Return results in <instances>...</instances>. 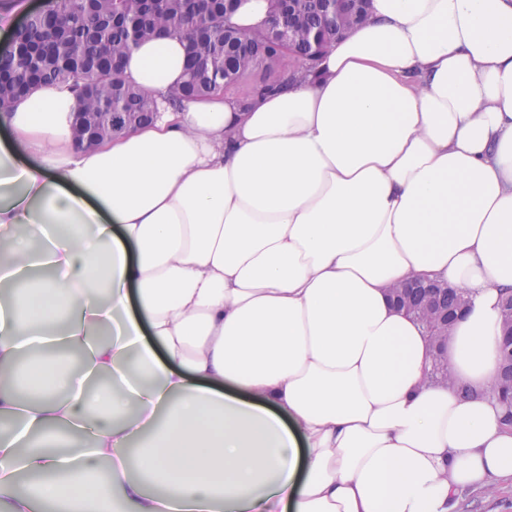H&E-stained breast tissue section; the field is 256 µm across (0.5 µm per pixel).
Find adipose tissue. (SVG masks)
I'll list each match as a JSON object with an SVG mask.
<instances>
[{"instance_id": "obj_1", "label": "adipose tissue", "mask_w": 512, "mask_h": 512, "mask_svg": "<svg viewBox=\"0 0 512 512\" xmlns=\"http://www.w3.org/2000/svg\"><path fill=\"white\" fill-rule=\"evenodd\" d=\"M187 41L124 73L165 94ZM0 111V512H454L512 481V0H371L311 79L100 145ZM466 288L433 343L391 287ZM107 484H98L101 469ZM31 477L19 489L20 477ZM512 310V290L506 291L503 293L502 296V304H501V317H502V328H503V336H501L500 342L496 345V351H497V357H498V368L496 370L495 377L493 381L491 382V386L489 388V392L497 397V399L500 400L507 397L506 392L509 387L512 386V359L511 361L507 362L504 360L501 356V353L499 354V351L502 347V353L503 356L508 359L510 355L512 354V339L509 337L506 339L507 343L510 344L511 348L508 347L507 344H504L502 346V342L506 336H504L505 332H508V322H506L503 319V313L504 311ZM501 403V402H500ZM503 408V422L505 424V421L508 425L512 424V406L510 404V409H508L504 404H502Z\"/></svg>"}]
</instances>
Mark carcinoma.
I'll list each match as a JSON object with an SVG mask.
<instances>
[{
	"mask_svg": "<svg viewBox=\"0 0 512 512\" xmlns=\"http://www.w3.org/2000/svg\"><path fill=\"white\" fill-rule=\"evenodd\" d=\"M226 0H56L51 8L17 28L9 46L0 50V101L8 105L37 87L68 83L82 108L75 117L78 141L91 142L121 135L158 112L156 101L124 76L122 63L139 41L179 35L188 43V65L182 84L168 91L173 107L221 94L243 81L253 82V94L271 92L296 77L313 72L320 55L312 52L308 31H317L329 47L337 36L329 23L327 0H296L304 26H294L288 0H269V22L261 29L229 23ZM397 303L411 312L430 334L436 353L430 377L451 379L442 349L451 327L435 331L424 288L394 289ZM439 303L450 310L466 307L468 294L448 287ZM512 386V360L498 358L489 392L501 400Z\"/></svg>",
	"mask_w": 512,
	"mask_h": 512,
	"instance_id": "1",
	"label": "carcinoma"
}]
</instances>
